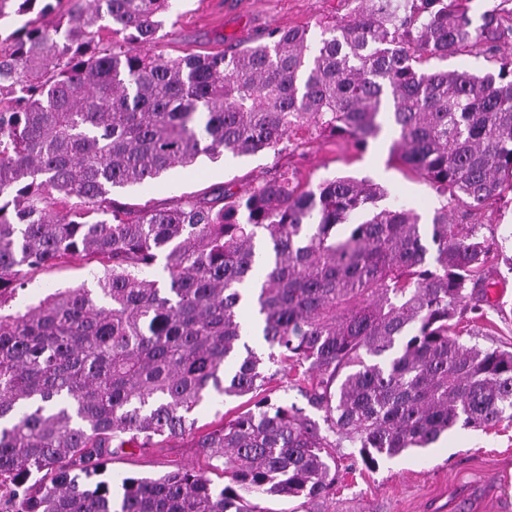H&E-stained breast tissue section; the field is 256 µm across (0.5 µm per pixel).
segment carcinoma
<instances>
[{"instance_id": "carcinoma-1", "label": "carcinoma", "mask_w": 512, "mask_h": 512, "mask_svg": "<svg viewBox=\"0 0 512 512\" xmlns=\"http://www.w3.org/2000/svg\"><path fill=\"white\" fill-rule=\"evenodd\" d=\"M314 35L274 28L255 45L171 58L149 49L171 0H0V512H274L267 499L329 500L331 449L362 463L512 420V350L461 341L493 252L468 213L431 223L352 177L301 186L290 168L244 194L135 209L149 186L202 156L299 148L301 133L391 158L471 211L512 194V8L491 0H345ZM109 31L121 39L104 40ZM481 55L491 70L430 62ZM97 287L12 302L74 256ZM165 260L167 279L149 276ZM257 335L299 367L322 421L275 400ZM251 396L204 432L212 394ZM192 438L201 468L157 479L103 474L127 446ZM222 476L223 486L212 476Z\"/></svg>"}]
</instances>
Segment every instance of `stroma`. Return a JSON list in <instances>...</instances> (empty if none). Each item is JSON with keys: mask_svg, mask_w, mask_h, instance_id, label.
<instances>
[{"mask_svg": "<svg viewBox=\"0 0 512 512\" xmlns=\"http://www.w3.org/2000/svg\"><path fill=\"white\" fill-rule=\"evenodd\" d=\"M346 11L345 0H175L154 50L172 58L219 52L231 43L252 44L275 27H306L315 33L320 24ZM392 139L390 131H383L362 152L347 140L320 138L294 155L269 151L213 161L203 157L194 166L175 168L151 187L114 190L113 198L164 209L184 193L217 187L245 193L259 176L288 166L304 184L341 175L373 181L388 192L383 205L399 202L430 220L440 199L421 179L391 162ZM471 221L502 245L505 260L512 257V203L474 212ZM505 260L485 272L492 284L490 306L476 330L477 343L485 346L512 344V270ZM97 274L86 259L71 258L33 279L14 307L25 309L58 288L96 287ZM333 454L340 467L336 512H512V422L487 431L457 428L424 453L383 460L373 469L354 460L350 448L334 449ZM203 464L189 440L174 439L156 448H125L113 455L105 477L117 485L130 475L157 476Z\"/></svg>", "mask_w": 512, "mask_h": 512, "instance_id": "stroma-1", "label": "stroma"}]
</instances>
